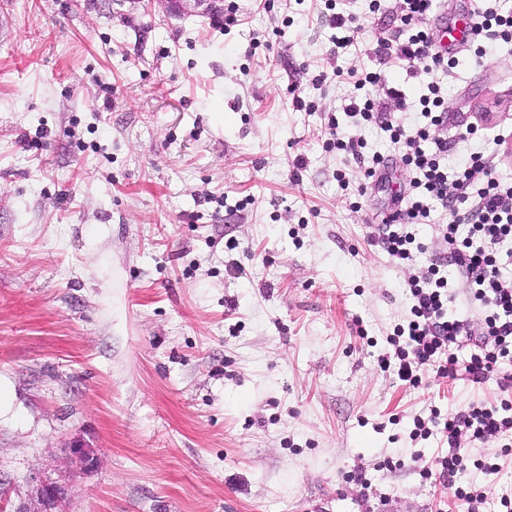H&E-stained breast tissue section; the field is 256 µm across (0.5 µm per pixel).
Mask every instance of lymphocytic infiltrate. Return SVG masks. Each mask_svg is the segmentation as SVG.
<instances>
[{
    "mask_svg": "<svg viewBox=\"0 0 512 512\" xmlns=\"http://www.w3.org/2000/svg\"><path fill=\"white\" fill-rule=\"evenodd\" d=\"M476 3L473 42L474 56L480 59L486 56L489 45L500 40L512 42V11L501 10L490 0ZM433 6L434 0H399L400 20L409 36L402 41H378L375 56L384 62L412 60L426 72L450 67L447 56L433 52L423 26ZM379 81L374 72L357 81L358 94L344 110L347 123H339L333 116L328 119L329 149L351 154L371 176L383 160L365 156L363 141L350 129L379 121L391 142L403 148L402 160L414 174L412 193L402 211V230L382 231L376 240L393 262L407 269L409 300L408 315L388 336V348L379 355L378 366L412 388L419 387L432 373L453 379L462 372L473 383H485L497 375L501 364L512 362V279L503 277L498 256L499 244L512 238V178L498 175L492 156L481 152L472 153L460 170L449 172L440 162L448 152V141L434 134L443 122L440 87L428 84L426 94L419 99L421 120L408 128L391 113L375 116L365 88ZM437 205L448 217L438 232L461 274L464 299L482 314L476 349L464 360L453 350L464 322L448 313L454 294L447 275L435 263L420 271L413 264L415 253L423 251L424 245L412 227L429 219ZM463 224L469 225L470 231L462 238L458 228ZM500 390L501 397L494 404L471 403L445 414L433 407L412 419L411 441L436 435L447 441L448 449L430 463L420 464L415 454L411 462L419 463L422 478L448 482L463 512H483L490 491L489 486L464 482V475L474 469L487 475L500 470L497 459L472 456L471 446L512 434V385L501 384Z\"/></svg>",
    "mask_w": 512,
    "mask_h": 512,
    "instance_id": "f902f5d3",
    "label": "lymphocytic infiltrate"
}]
</instances>
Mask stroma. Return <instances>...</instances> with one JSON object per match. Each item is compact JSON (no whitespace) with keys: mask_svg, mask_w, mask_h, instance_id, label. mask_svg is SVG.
<instances>
[{"mask_svg":"<svg viewBox=\"0 0 512 512\" xmlns=\"http://www.w3.org/2000/svg\"><path fill=\"white\" fill-rule=\"evenodd\" d=\"M370 2L351 0L340 50L324 0H234L231 26L190 2L0 0V512L42 481L65 512H457L447 485L385 462L444 452L410 441L413 416L497 402L498 381L413 389L379 369L408 297L371 240L412 174L369 123L353 133L389 170L365 177L327 122L363 72L376 111L404 90L408 126L435 81L449 162L493 152L512 176V145L481 130L491 101L512 124V42L415 74L376 60L401 22ZM441 219L414 225L415 264L454 281ZM472 454L501 470L470 481L512 496V436ZM330 25L336 29L334 43L337 49H344L354 41V33H357V27L354 26L356 17L353 13L347 11L332 12L329 15Z\"/></svg>","mask_w":512,"mask_h":512,"instance_id":"35a3bbf8","label":"stroma"}]
</instances>
